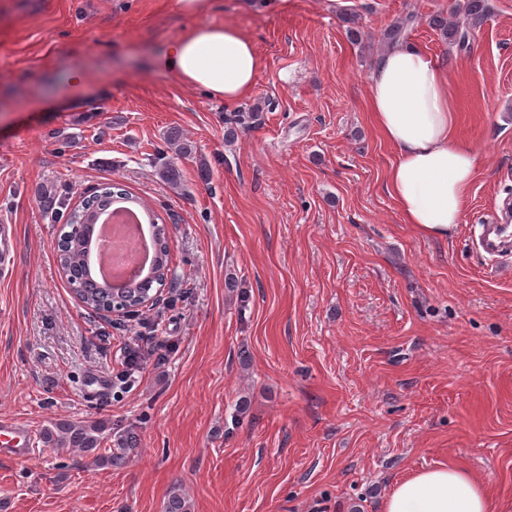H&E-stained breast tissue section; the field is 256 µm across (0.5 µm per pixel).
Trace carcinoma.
<instances>
[{
  "instance_id": "carcinoma-1",
  "label": "carcinoma",
  "mask_w": 512,
  "mask_h": 512,
  "mask_svg": "<svg viewBox=\"0 0 512 512\" xmlns=\"http://www.w3.org/2000/svg\"><path fill=\"white\" fill-rule=\"evenodd\" d=\"M456 20L436 16L432 26L438 30L445 42L465 51L470 46V32L481 26L490 16L489 0H463L456 11ZM414 22L409 16L390 25L383 34L385 46L390 47L404 42L405 33ZM256 119L254 112H236L225 119V135L229 138L237 135V129L247 127ZM123 199L139 202L129 195L120 185L108 184L99 191H94L89 199V211L97 212L106 208L111 201ZM84 209H73L66 215L57 239V258L68 287L87 309L110 312L117 306H124L109 288H98L92 282L86 265L83 242L90 240L91 222L84 219ZM154 229L155 251L159 259L155 263L148 280L138 285L137 293L150 295L152 290H160L169 284L170 246L165 225L152 222ZM45 443L54 448H74L87 455H93L91 463L95 466L106 465L120 467L126 464L129 451L136 445V439L128 430L121 431L117 439H112V428L101 421L86 420L79 422H59L43 432ZM116 441V447L104 448L107 441ZM165 512H191L188 499L177 490L170 493Z\"/></svg>"
}]
</instances>
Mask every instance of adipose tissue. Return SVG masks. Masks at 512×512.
<instances>
[{
    "instance_id": "adipose-tissue-1",
    "label": "adipose tissue",
    "mask_w": 512,
    "mask_h": 512,
    "mask_svg": "<svg viewBox=\"0 0 512 512\" xmlns=\"http://www.w3.org/2000/svg\"><path fill=\"white\" fill-rule=\"evenodd\" d=\"M260 58L253 41L231 25L200 24L165 44L156 72L233 103L255 87ZM373 124L396 152L385 189L405 223L429 237L457 229L477 167L475 148L456 129L448 71L420 48L386 49L370 76ZM385 512H496L482 482L457 465L412 472L385 501Z\"/></svg>"
}]
</instances>
